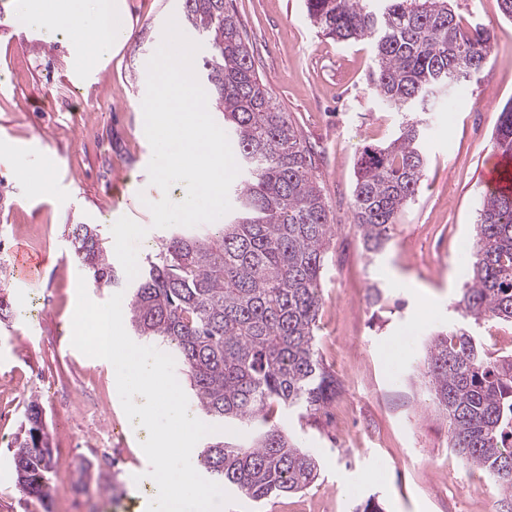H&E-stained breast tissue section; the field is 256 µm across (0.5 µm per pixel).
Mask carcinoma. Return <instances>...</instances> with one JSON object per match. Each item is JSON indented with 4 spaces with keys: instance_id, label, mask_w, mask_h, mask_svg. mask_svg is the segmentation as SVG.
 Returning a JSON list of instances; mask_svg holds the SVG:
<instances>
[{
    "instance_id": "1",
    "label": "carcinoma",
    "mask_w": 512,
    "mask_h": 512,
    "mask_svg": "<svg viewBox=\"0 0 512 512\" xmlns=\"http://www.w3.org/2000/svg\"><path fill=\"white\" fill-rule=\"evenodd\" d=\"M308 17L338 41L368 39L370 85L402 113L385 146L357 162L353 223L372 257L382 253L425 174L428 111L448 90V71L477 72L492 45L464 29L450 0H305ZM182 23L207 45L196 63L239 148L236 209L222 229L171 235L134 278L112 263L98 224H70L74 254L97 288H120L135 335L176 357L205 418L222 428L200 451L208 479L258 501L295 494L319 476L317 458L295 444L275 409L313 417L336 396L317 348L321 273L338 225L314 174L312 152L256 72L228 0H182ZM494 147L512 157V105L501 110ZM460 316L512 323V190L491 191L477 212ZM426 376L467 465L512 488V355L494 357L463 327L428 345ZM16 484L41 503L55 464L43 406L30 399L14 439Z\"/></svg>"
}]
</instances>
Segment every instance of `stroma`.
<instances>
[{"label":"stroma","mask_w":512,"mask_h":512,"mask_svg":"<svg viewBox=\"0 0 512 512\" xmlns=\"http://www.w3.org/2000/svg\"><path fill=\"white\" fill-rule=\"evenodd\" d=\"M65 0H0V265L17 246L49 255L27 290L9 281L15 315L0 321V512H130L149 498L144 429L125 415L110 362L71 344L79 276L69 225H101L116 266L144 261L170 236L153 227L139 195L149 192L151 146L142 134L147 63L181 0H122L132 38L101 56L96 85L80 43L87 18L54 36L33 30L29 8L59 14ZM255 67L276 103L314 151L317 182L339 229L325 262L318 349L336 378V396L313 418L281 410L290 437L321 470L303 492L259 502L228 488L224 512H354L375 497L384 512H512V491L467 466L448 446L425 378L434 332L460 326L454 308L467 280L474 224L494 155L492 135L512 100V20L500 0H454L463 24L491 35L479 75L460 83L452 108L430 114L425 177L402 210L387 248L367 258L353 225L356 162L366 146L390 142L400 113L373 95L370 41L339 42L309 20L304 0H233ZM48 170L51 190L38 177ZM127 192L114 204L113 186ZM380 300H373V291ZM38 395L57 460L51 497L38 507L19 491L9 450L24 405ZM90 461L112 478L111 492L78 481Z\"/></svg>","instance_id":"stroma-1"}]
</instances>
